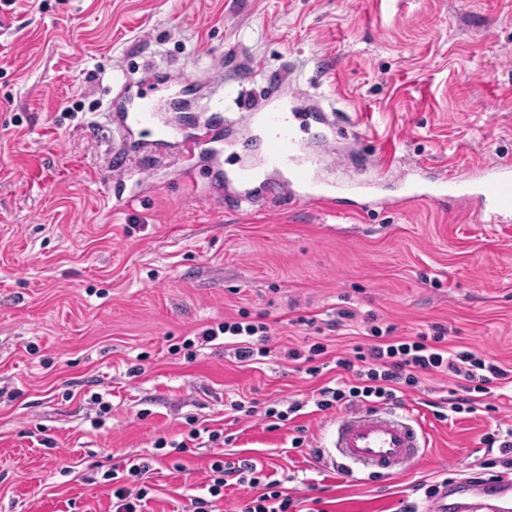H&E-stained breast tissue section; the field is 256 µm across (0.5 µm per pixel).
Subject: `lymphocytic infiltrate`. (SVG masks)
Returning a JSON list of instances; mask_svg holds the SVG:
<instances>
[{
    "label": "lymphocytic infiltrate",
    "mask_w": 512,
    "mask_h": 512,
    "mask_svg": "<svg viewBox=\"0 0 512 512\" xmlns=\"http://www.w3.org/2000/svg\"><path fill=\"white\" fill-rule=\"evenodd\" d=\"M391 332V326L378 323L376 317L368 318L364 344L337 355L336 384L318 390L314 401L317 410L355 404L394 405L403 389L419 387L424 376L438 373L455 381L459 389L458 394L446 399L448 411L469 413L478 396L488 394L491 384L512 385V370L467 347H447L448 330L444 325H431L429 331L408 338H393ZM221 337L232 341L239 361H258L269 354L266 323L224 321L202 333L207 343ZM151 469V459L144 457L122 471L105 473L106 484L113 488V512H144L149 494L145 477ZM210 470L206 495L189 498L173 512H217L224 490L232 482L250 491L241 512H296L297 499L285 493L280 480L252 461L218 458Z\"/></svg>",
    "instance_id": "lymphocytic-infiltrate-1"
}]
</instances>
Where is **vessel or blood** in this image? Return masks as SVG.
<instances>
[{
  "label": "vessel or blood",
  "mask_w": 512,
  "mask_h": 512,
  "mask_svg": "<svg viewBox=\"0 0 512 512\" xmlns=\"http://www.w3.org/2000/svg\"><path fill=\"white\" fill-rule=\"evenodd\" d=\"M127 120L153 129L155 106L141 98ZM268 136L265 162L288 166L293 186L308 191L311 204L338 209L343 196H350L354 211L398 209L425 202L442 211L466 209L480 224L512 222V163L479 165L466 173H440L432 182L408 183L402 196L383 197L374 184L352 180L322 191L316 188V172L307 157V144L288 126L279 110L266 113ZM426 440L409 421L382 408L353 409L337 417L332 430L330 454L348 463L351 471L367 476H396L422 457ZM460 496V512H505L512 503V477L504 475L475 485L460 480L441 486L426 512H448L450 496Z\"/></svg>",
  "instance_id": "b4317fda"
}]
</instances>
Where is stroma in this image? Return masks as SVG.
Here are the masks:
<instances>
[{"label": "stroma", "mask_w": 512, "mask_h": 512, "mask_svg": "<svg viewBox=\"0 0 512 512\" xmlns=\"http://www.w3.org/2000/svg\"><path fill=\"white\" fill-rule=\"evenodd\" d=\"M0 28V512H112L108 470L154 457L150 512L201 494L218 453L250 459L322 512H395L417 486L476 476L483 434L512 428L492 388L472 413L439 420L441 375L404 389L396 411L425 434V457L394 477L349 476L317 458L336 411L286 351L353 348L368 315L407 337L440 323L449 346L512 370V224L417 203L373 215L322 211L267 168L266 137L234 119L266 87L342 113L323 134L342 152L320 178L380 182L421 165L459 172L512 161V0H37ZM145 95L161 122L222 139L182 164L175 142L141 130L139 178L111 191L108 144L123 103ZM249 166L257 182L231 171ZM350 304L346 327L303 329ZM262 316L270 352L242 363L202 340L241 312ZM189 350L170 354L171 345ZM303 408L272 429L233 401ZM110 404L101 413V404ZM221 449L170 447L190 427ZM302 436L295 448L291 440Z\"/></svg>", "instance_id": "obj_1"}]
</instances>
